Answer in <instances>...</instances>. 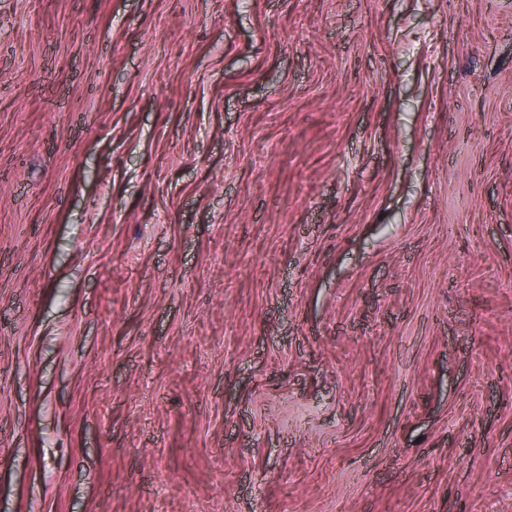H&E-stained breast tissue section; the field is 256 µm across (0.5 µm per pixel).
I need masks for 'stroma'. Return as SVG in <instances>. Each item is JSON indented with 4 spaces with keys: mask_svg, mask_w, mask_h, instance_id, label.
I'll list each match as a JSON object with an SVG mask.
<instances>
[{
    "mask_svg": "<svg viewBox=\"0 0 512 512\" xmlns=\"http://www.w3.org/2000/svg\"><path fill=\"white\" fill-rule=\"evenodd\" d=\"M0 512H512V0H0Z\"/></svg>",
    "mask_w": 512,
    "mask_h": 512,
    "instance_id": "obj_1",
    "label": "stroma"
}]
</instances>
